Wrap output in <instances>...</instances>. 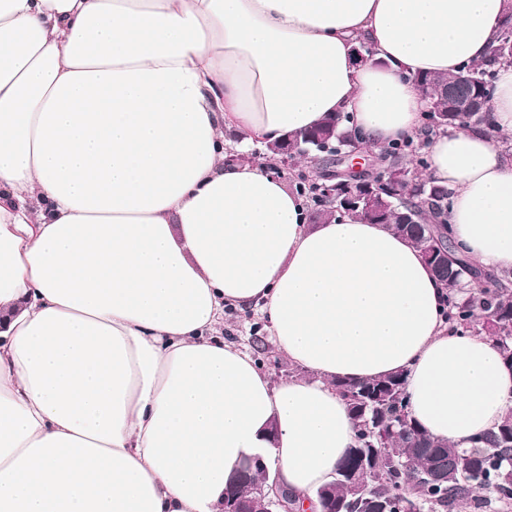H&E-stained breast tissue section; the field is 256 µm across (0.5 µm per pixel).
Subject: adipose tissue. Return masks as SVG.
<instances>
[{"mask_svg":"<svg viewBox=\"0 0 512 512\" xmlns=\"http://www.w3.org/2000/svg\"><path fill=\"white\" fill-rule=\"evenodd\" d=\"M507 0H0V512H222L242 461L307 499L355 425L334 384L403 374L431 438L470 447L512 368L455 332L419 251L382 224L313 225L269 143L349 116L415 136L420 74L490 54ZM365 39L372 61L357 62ZM494 135L431 136L454 240L512 271V67ZM260 304L303 377L273 383L216 328Z\"/></svg>","mask_w":512,"mask_h":512,"instance_id":"1","label":"adipose tissue"}]
</instances>
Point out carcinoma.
<instances>
[{
    "label": "carcinoma",
    "mask_w": 512,
    "mask_h": 512,
    "mask_svg": "<svg viewBox=\"0 0 512 512\" xmlns=\"http://www.w3.org/2000/svg\"><path fill=\"white\" fill-rule=\"evenodd\" d=\"M496 71L494 56L480 63L465 65L459 73L446 77L418 76L419 84L431 89L437 102V112L424 113L422 131H436V121L450 126L463 125L472 131L491 130L490 113L484 106L475 112L456 111L455 101L443 91L458 82V74L468 73L472 78L470 91L474 95L492 97ZM298 153L311 152L324 165H330L333 148L345 145L353 137L346 118L329 115L315 128L302 133ZM422 145L405 142L388 146L377 154L378 182L389 173L410 172L411 158L415 167H425L420 157ZM299 191L314 205L316 219L346 213L341 200H329L311 176H300ZM452 191L447 186L423 178L412 189L400 183L391 198L393 209L374 220L387 224L407 237L419 250L432 245L448 252V263L455 265L459 279L468 283L464 293L455 288L446 295V318L456 330L487 336L498 344L505 363L512 367V272L487 271L460 251L448 233L447 225L432 223L435 214L449 204ZM412 210L415 223H402L401 213ZM336 391L347 403L357 427L353 445L341 459L333 480L331 498L336 500L338 512H403L419 508L422 512H481L487 497L483 490L501 504L503 512H512V411L501 423L474 439L470 448H453L447 443L430 439L411 419L405 380L402 374L361 382L336 381ZM369 457L363 480L368 492L360 498L352 494L349 479ZM431 466L445 480L426 485L419 493L408 484V477Z\"/></svg>",
    "instance_id": "1"
}]
</instances>
